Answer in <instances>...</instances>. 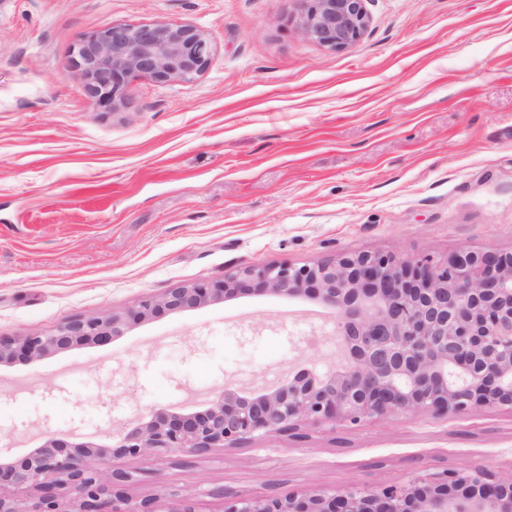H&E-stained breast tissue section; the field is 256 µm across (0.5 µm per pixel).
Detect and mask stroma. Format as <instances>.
Returning <instances> with one entry per match:
<instances>
[{"instance_id":"1","label":"stroma","mask_w":512,"mask_h":512,"mask_svg":"<svg viewBox=\"0 0 512 512\" xmlns=\"http://www.w3.org/2000/svg\"><path fill=\"white\" fill-rule=\"evenodd\" d=\"M368 32L333 52L300 0H0V336L256 263L382 250L444 260L512 251V0H369ZM190 23L203 76L130 80L99 109L70 68L108 23ZM328 310L252 294L130 324L106 345L0 366V448L51 432L109 443L126 420L227 384L334 362ZM175 457L110 458L132 498L379 489L466 464L512 473V411L308 424Z\"/></svg>"}]
</instances>
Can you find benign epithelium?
<instances>
[{
    "instance_id": "benign-epithelium-1",
    "label": "benign epithelium",
    "mask_w": 512,
    "mask_h": 512,
    "mask_svg": "<svg viewBox=\"0 0 512 512\" xmlns=\"http://www.w3.org/2000/svg\"><path fill=\"white\" fill-rule=\"evenodd\" d=\"M303 33L331 51L356 45L370 26L366 0H301ZM211 54L192 24L114 22L79 39L73 75L99 108L115 112L130 78L162 84L196 79ZM254 293L310 295L334 315L347 360L323 375L306 370L264 389L226 386L202 409L168 408L139 416L112 442L69 441L52 433L24 456L0 454V512H197L177 490L133 499L126 472L104 476L112 457L201 456L274 435L304 438L307 423L357 425L400 414L512 411V252L460 250L446 261L380 250L345 253L312 265L250 264L217 281L197 282L142 298L126 312L64 318L53 332L0 336V366L37 362L87 344L106 345L129 320L201 308ZM224 512H512V478L465 465L378 490L347 488L253 498L222 487Z\"/></svg>"
}]
</instances>
